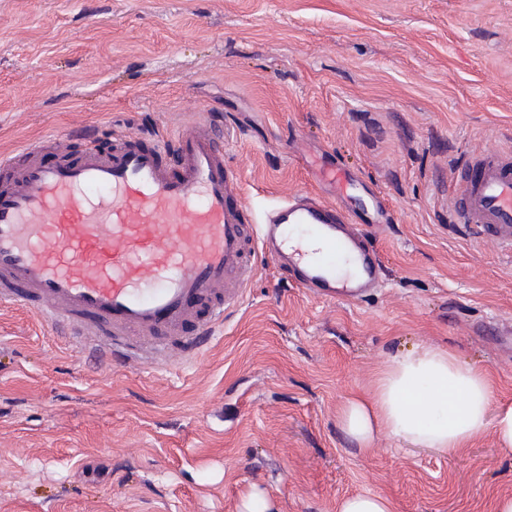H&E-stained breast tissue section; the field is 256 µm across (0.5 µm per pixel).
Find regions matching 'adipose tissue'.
<instances>
[{
    "mask_svg": "<svg viewBox=\"0 0 512 512\" xmlns=\"http://www.w3.org/2000/svg\"><path fill=\"white\" fill-rule=\"evenodd\" d=\"M338 424L362 451L383 435L453 455L490 430L512 452V402L494 400L486 371L430 343L389 355L369 394L343 402Z\"/></svg>",
    "mask_w": 512,
    "mask_h": 512,
    "instance_id": "adipose-tissue-1",
    "label": "adipose tissue"
}]
</instances>
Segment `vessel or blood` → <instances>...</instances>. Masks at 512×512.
I'll return each mask as SVG.
<instances>
[{
	"label": "vessel or blood",
	"instance_id": "vessel-or-blood-1",
	"mask_svg": "<svg viewBox=\"0 0 512 512\" xmlns=\"http://www.w3.org/2000/svg\"><path fill=\"white\" fill-rule=\"evenodd\" d=\"M63 162L35 143L0 158V302L34 308L97 357L165 365L170 350L205 353L243 301L256 256L275 258L314 298L355 301L381 278L357 224L315 191L298 190L250 221L207 118L173 139L116 135ZM469 236L512 254V151L474 154L451 182Z\"/></svg>",
	"mask_w": 512,
	"mask_h": 512
}]
</instances>
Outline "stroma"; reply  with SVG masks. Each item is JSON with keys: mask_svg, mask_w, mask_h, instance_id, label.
<instances>
[{"mask_svg": "<svg viewBox=\"0 0 512 512\" xmlns=\"http://www.w3.org/2000/svg\"><path fill=\"white\" fill-rule=\"evenodd\" d=\"M224 116L255 217L308 188L353 223L389 219L381 285L323 302L273 259L205 356L104 366L23 306L0 305V512H492L512 453L486 432L448 456L338 426L386 357L430 342L512 401V256L453 224L450 176L512 148V0H0V153L71 136L174 138ZM352 177L345 196L325 165ZM338 512H392V505L378 494H358L342 500Z\"/></svg>", "mask_w": 512, "mask_h": 512, "instance_id": "obj_1", "label": "stroma"}]
</instances>
